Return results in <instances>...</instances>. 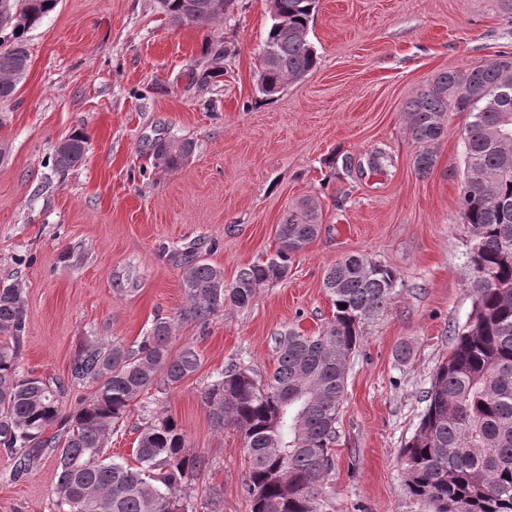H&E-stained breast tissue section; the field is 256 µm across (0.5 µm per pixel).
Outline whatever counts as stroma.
Masks as SVG:
<instances>
[{"instance_id": "obj_1", "label": "stroma", "mask_w": 512, "mask_h": 512, "mask_svg": "<svg viewBox=\"0 0 512 512\" xmlns=\"http://www.w3.org/2000/svg\"><path fill=\"white\" fill-rule=\"evenodd\" d=\"M269 24L268 0H236L207 28L174 25L156 0H58L28 31V71L0 102V281L26 295L20 367L63 378L88 338L134 342L154 315L184 304L181 269L162 245L218 241L203 256L229 284L275 253L283 215L314 198L320 232L287 277L258 288L248 308H225L206 331L177 328L171 348L194 342L197 372L151 389L114 428L109 451L133 462L145 412L171 416L188 452L213 463L192 480V496L218 485L215 512H250L241 434L213 426L202 394L231 362L266 377L276 337L321 331L334 311L326 270L363 254L398 281L350 359L321 496L328 512H430L408 496L399 456L450 332L472 309L459 210L468 118L448 114L437 163L422 177L408 110L439 73L512 53V0H319L309 30L316 68L266 98L257 70ZM223 46L233 51L223 75L191 85L190 71ZM79 131L81 164L58 172L57 144ZM159 137L194 141L182 170L154 167ZM378 150L391 161L375 169ZM128 279L134 291L121 290ZM11 470L0 453V512H57L54 457L17 481Z\"/></svg>"}]
</instances>
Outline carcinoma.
Here are the masks:
<instances>
[{"mask_svg": "<svg viewBox=\"0 0 512 512\" xmlns=\"http://www.w3.org/2000/svg\"><path fill=\"white\" fill-rule=\"evenodd\" d=\"M193 25L206 27L231 12L235 0H163L161 9L177 22L186 3ZM58 0H0L23 23L0 24V101L14 98L29 67L25 33L53 11ZM318 0H269L271 24L258 71L265 97L304 79L317 65L309 41ZM226 52L192 73L207 85L221 70ZM512 56L465 72L444 71L433 87L412 100L408 133L416 146L414 168L421 176L436 165L432 146L445 131L448 112H465V181L460 208L470 233L473 305L466 323L453 330L448 358L425 391L417 429L400 455L410 497L432 512H512ZM86 139L74 133L57 146L54 166L79 165ZM195 145L162 139L154 152L165 169L178 171ZM319 204L306 200L278 224V248L262 263L239 270L224 284V271L200 255L196 245L172 250L182 269L185 304L173 316L157 315L130 345L89 341L71 361L68 376L19 373L26 332V297L17 282H0V451L13 462V478L27 475L43 458L55 457L51 489L58 512H199L180 494L211 463L190 455L177 422L154 415L141 428L131 467L107 455L112 426L157 383L173 386L200 366L188 342L172 353L170 341L182 325L205 326L224 306L245 308L257 288L288 275L292 256L318 234ZM396 273L364 255L330 266L323 286L334 306L321 333L289 331L276 340L277 363L259 381L238 363L214 376L203 393L213 426L241 432L248 460L243 491L251 512H324L320 488L334 467L332 447L344 401L348 365L362 339L363 325L388 304ZM94 387L90 399L63 416V398L79 386ZM63 420L61 432L45 431Z\"/></svg>", "mask_w": 512, "mask_h": 512, "instance_id": "obj_1", "label": "carcinoma"}]
</instances>
